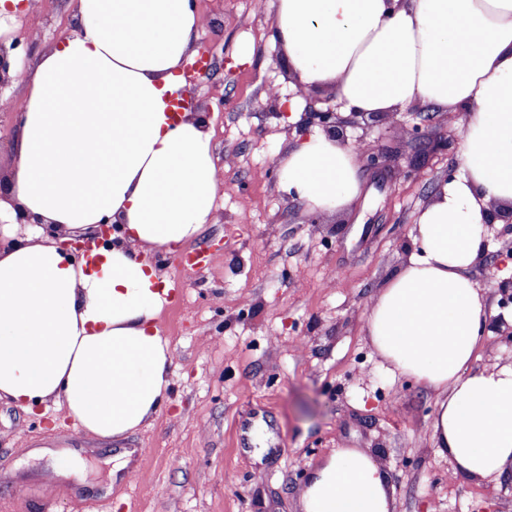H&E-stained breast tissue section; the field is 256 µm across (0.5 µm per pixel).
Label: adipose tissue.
Listing matches in <instances>:
<instances>
[{"mask_svg":"<svg viewBox=\"0 0 512 512\" xmlns=\"http://www.w3.org/2000/svg\"><path fill=\"white\" fill-rule=\"evenodd\" d=\"M74 35L26 74L0 182V399L54 401L85 434L139 428L166 401L169 284L146 256L199 240L216 210L213 134L179 112L181 64L203 19L193 0H76ZM289 74L345 111L468 112L462 167L416 220V249L367 307L375 351L438 394L441 453L466 479L512 468V366L471 370L488 300L471 276L492 208L512 211V0H276ZM281 190L315 213L361 195L357 150L328 134L278 162ZM33 216L25 235L18 214ZM119 225L95 262L66 238ZM304 512H394L372 454L339 448L312 473Z\"/></svg>","mask_w":512,"mask_h":512,"instance_id":"obj_1","label":"adipose tissue"}]
</instances>
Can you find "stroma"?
Returning a JSON list of instances; mask_svg holds the SVG:
<instances>
[{"instance_id": "obj_1", "label": "stroma", "mask_w": 512, "mask_h": 512, "mask_svg": "<svg viewBox=\"0 0 512 512\" xmlns=\"http://www.w3.org/2000/svg\"><path fill=\"white\" fill-rule=\"evenodd\" d=\"M274 0H197L186 106L205 112L220 187L214 223L183 253L152 254L181 295L160 315L173 354L167 400L119 439L74 440L53 401L0 399V512H302L313 470L334 449L372 453L395 512H512V470L455 477L431 422L438 395L395 374L365 334L366 309L414 249L419 211L461 170L465 110L434 119L388 113L360 129L375 150L402 148L403 126L448 136V149L404 177L406 157L362 171L350 209L312 217L281 191L275 162L298 140L281 117L296 86L271 39ZM76 0H24L15 36L32 62L73 34ZM278 98H271L270 89ZM208 263L183 272V254ZM471 275L495 314L512 311V248L481 247ZM128 448L148 454L128 459Z\"/></svg>"}]
</instances>
